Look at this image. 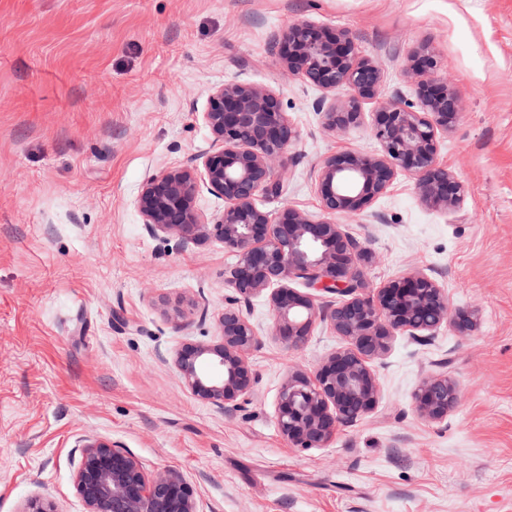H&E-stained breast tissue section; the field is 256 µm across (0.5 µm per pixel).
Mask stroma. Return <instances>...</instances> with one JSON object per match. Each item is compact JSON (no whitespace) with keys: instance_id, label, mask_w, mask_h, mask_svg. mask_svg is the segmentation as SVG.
Returning <instances> with one entry per match:
<instances>
[{"instance_id":"stroma-1","label":"stroma","mask_w":512,"mask_h":512,"mask_svg":"<svg viewBox=\"0 0 512 512\" xmlns=\"http://www.w3.org/2000/svg\"><path fill=\"white\" fill-rule=\"evenodd\" d=\"M299 20L348 31L380 66L385 101L413 98L409 54L437 53L462 103L438 162L464 183L463 203L428 207L402 173L345 224L375 255L370 287L421 269L480 314L466 336L397 337L376 366L377 410L309 451L280 436L277 395L343 339L319 323L286 348L254 297L253 396L199 400L172 357L217 338L236 257L213 239L151 236L134 207L145 178L209 148L201 113L227 81L282 89L298 132L265 210L285 199L318 214L320 160L378 152L370 122L327 130L320 90L269 53ZM164 301L209 313L173 320ZM439 363L462 390L442 424L412 405ZM89 437L149 474L180 471L199 512H512V0H0V512L37 496L85 512L74 478Z\"/></svg>"}]
</instances>
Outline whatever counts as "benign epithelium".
<instances>
[{
	"instance_id": "obj_1",
	"label": "benign epithelium",
	"mask_w": 512,
	"mask_h": 512,
	"mask_svg": "<svg viewBox=\"0 0 512 512\" xmlns=\"http://www.w3.org/2000/svg\"><path fill=\"white\" fill-rule=\"evenodd\" d=\"M269 51L283 72L322 91L316 109L330 131L363 123L362 105L381 95L380 67L361 55L346 31L298 21L273 36ZM438 67L435 52L425 46L407 58L402 74L413 82L416 100L386 101L372 113L378 153L345 151L321 160L318 215L286 202L273 213L259 205L283 186L280 168L297 141L280 91L240 81L210 90L201 119L211 147L186 166L150 175L134 199L151 235H175L187 246L213 238L236 256L224 270V286L232 294L218 316L220 336L186 342L173 356L194 396L221 407L249 401L257 374L248 355L263 338L247 308L262 294L272 310L271 335L287 347L303 345L318 322L346 342L313 373L291 372L278 393V430L288 447L304 451L327 447L339 427L377 408L375 364L397 336L424 342L444 326L461 336L476 327L478 311L452 308L448 290L422 270L368 288L362 269L373 254L337 222L363 214L400 173L415 177L427 206L446 211L462 204L464 184L437 159L439 137L460 115L459 100L437 76ZM338 92L344 93L339 104ZM203 188L224 200L221 214L209 218L197 208ZM299 281L308 291L292 287ZM326 293L341 300L327 301ZM460 397L458 381L433 369L417 385L413 407L421 418L443 423ZM75 488L86 512H198L194 490L180 472L150 476L132 453L100 438L84 440Z\"/></svg>"
}]
</instances>
